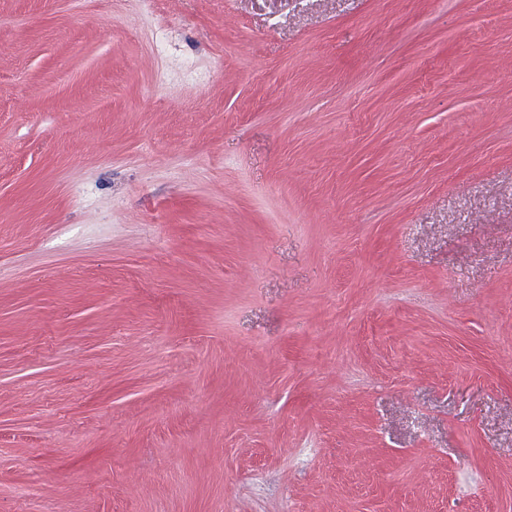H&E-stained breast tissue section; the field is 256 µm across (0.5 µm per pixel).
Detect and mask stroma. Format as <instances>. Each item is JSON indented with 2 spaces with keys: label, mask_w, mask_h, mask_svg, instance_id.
<instances>
[{
  "label": "stroma",
  "mask_w": 512,
  "mask_h": 512,
  "mask_svg": "<svg viewBox=\"0 0 512 512\" xmlns=\"http://www.w3.org/2000/svg\"><path fill=\"white\" fill-rule=\"evenodd\" d=\"M0 512H512V0H0Z\"/></svg>",
  "instance_id": "1"
}]
</instances>
